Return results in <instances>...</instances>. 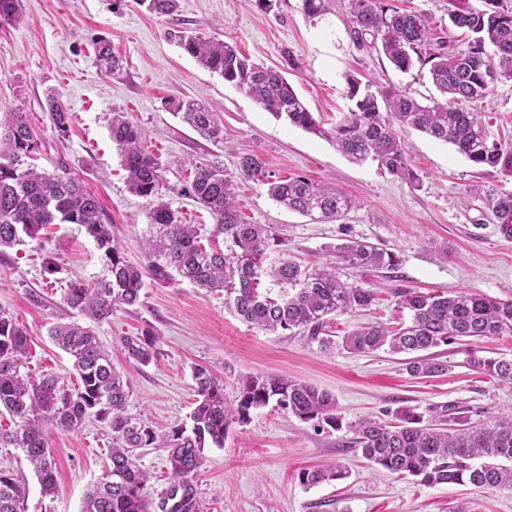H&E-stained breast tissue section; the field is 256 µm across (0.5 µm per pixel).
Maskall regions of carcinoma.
I'll return each instance as SVG.
<instances>
[{
  "label": "carcinoma",
  "mask_w": 512,
  "mask_h": 512,
  "mask_svg": "<svg viewBox=\"0 0 512 512\" xmlns=\"http://www.w3.org/2000/svg\"><path fill=\"white\" fill-rule=\"evenodd\" d=\"M158 17L174 18L179 0H139ZM348 35L357 49L381 47L396 70L407 73L414 62L430 60L432 84L444 96L423 104L406 92L387 88L379 95L360 94L353 76L346 78L355 109L332 131L338 149L355 164L375 161L407 183L419 176L406 158L395 128H412L454 146L478 166H496L501 145L488 139L474 112L459 107L483 97L497 82L512 80V10L499 0L466 2L449 15L452 27L470 36L468 49L450 54L445 47L423 56L430 45V20L423 14L402 11L387 0H349ZM168 35L202 68L245 91L255 103L277 118L306 132L327 136L283 73L267 67L224 41L188 36L170 29ZM97 58L107 73L122 69L106 40L97 46ZM169 110L207 141L223 140V127L214 113L194 99H174ZM48 117L65 134L69 112L59 96L47 97ZM112 142L127 172L129 190L148 201L151 250L147 264L136 266L103 222L98 199L64 161L50 171L30 164L39 142L21 112L0 109V249L35 240L48 224H78L101 252L106 276L91 282L72 281L63 303L90 321L88 325L56 322L49 328L52 341L73 358L79 384L68 389L52 375L37 384L20 373L28 353L27 331L0 312V414L7 413L14 428L0 430V445L19 448L33 465L44 495L56 491V479L47 430L74 431L94 416L112 432L107 474L86 494L82 512H147L143 490L150 479L138 464L142 450L167 451L169 477L156 512H200L194 477L204 464V450L224 447L229 420H249L251 411L275 403L301 421L342 427L336 398L313 385L282 375L250 374L241 380L234 404L224 398V383L204 366L193 369L196 399L191 425L159 433L148 422L126 414L130 382L112 364L92 324L108 321L114 311L139 302L144 279L172 283L187 280L208 291L224 293V305L242 321L270 333H304L326 350L340 347L350 353L407 354L406 370L413 377H433L448 371L429 350L463 338L479 339L512 334V299L491 298L467 291L445 295L403 290L400 304L409 310V323L398 328L359 326L339 340L326 333L334 316L365 310L377 301V292L342 280L336 263L360 268H394L396 258L375 244L347 239L336 245V261L313 271L282 259L264 266L268 253L285 245L283 237L265 224L241 219L235 204L236 180H251L267 187L279 205L301 215L335 220L356 206L354 199L303 176L279 178L266 170L261 157H240L229 174L214 162H190L189 196L216 221L215 235L231 239L235 249L226 254L205 246L200 229L184 224L178 213L158 197L161 166L149 149L144 131L118 112L110 125ZM488 206L502 227H512V193H491ZM280 285L271 298L260 291L261 278ZM129 355L149 363L157 337L150 329L123 338ZM469 364L501 381H512V359L471 353ZM348 447L390 474L413 476L425 485L469 483L477 488L512 491V414L474 423L465 411L451 406L423 423L421 415L403 411L396 421L366 417L348 425ZM504 459L507 464H500ZM347 468L331 463L299 473L305 486L341 481ZM25 487L14 475L0 470V512H21Z\"/></svg>",
  "instance_id": "carcinoma-1"
}]
</instances>
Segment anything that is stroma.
Wrapping results in <instances>:
<instances>
[{"mask_svg":"<svg viewBox=\"0 0 512 512\" xmlns=\"http://www.w3.org/2000/svg\"><path fill=\"white\" fill-rule=\"evenodd\" d=\"M427 14L433 35L457 52L467 47L448 23L459 0H390ZM180 27L233 43L266 66L283 68L310 112L324 128L316 136L274 118L243 90L202 68L168 40V19L138 0H19V17L0 23V107L23 112L39 143L36 165L53 170L68 162L99 201L105 223L137 266L147 262L146 199L131 193L110 136L112 115L124 113L144 129L163 177L160 193L183 223L196 224L213 246L230 251L231 241L214 234L210 213L184 192L191 160L216 161L235 172L241 156L256 153L272 174L303 175L353 197L357 205L337 221L316 222L277 205L265 186L239 182L236 205L244 220L268 224L286 237L285 256L314 268L331 262L336 244L354 238L395 253V269L361 272L341 268L348 282L377 291L375 305L336 316L330 324L341 336L369 323L409 322L398 291H469L512 297V235L504 234L486 205L490 191L512 192V81L471 103L491 140L501 143L497 166L480 167L453 146L411 128L397 135L421 182L411 185L369 161L354 164L328 133L354 107L347 76L376 92L404 89L417 99L435 96L429 68L400 73L384 55L356 49L347 34L348 0H323L310 14L304 0H180ZM111 42L122 58L119 74L98 66L95 44ZM55 91L71 121L58 134L46 114V94ZM204 101L224 128L222 141L200 138L166 101ZM59 266L45 273V259ZM105 274L95 242L77 224H51L40 240L0 250V311L27 331L24 368L33 381L47 375L65 387L77 386L71 357L56 347L49 327L63 314L69 280L93 281ZM151 327L157 354L146 365L130 358L121 339ZM112 363L130 379L126 412L148 420L157 431L188 422L193 408L192 368L205 366L224 383L227 401L236 400L246 374L288 375L332 393L345 422L341 429H318L272 407L252 411L248 423H230L223 447L205 451L194 485L202 512H512V492L472 485L428 486L397 476L347 451L348 423L370 416L393 420L412 411L431 419L444 405L470 410L485 421L512 411V382L471 368V354L512 358V335L455 343L438 349L445 374L411 377L400 356L377 351L325 350L303 335H274L242 322L224 306V296L189 282L145 279L139 304L115 312L97 326ZM56 462L55 494L42 495L24 454L0 447V470L27 487L26 512H81L87 490L109 463L111 434L87 418L77 430L50 433ZM350 475L307 487L301 470L332 462Z\"/></svg>","mask_w":512,"mask_h":512,"instance_id":"1","label":"stroma"}]
</instances>
